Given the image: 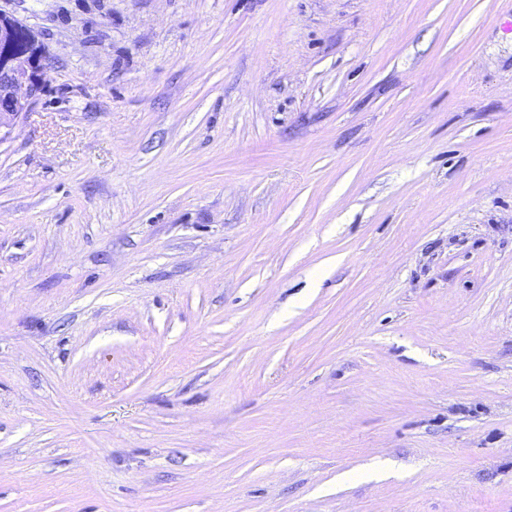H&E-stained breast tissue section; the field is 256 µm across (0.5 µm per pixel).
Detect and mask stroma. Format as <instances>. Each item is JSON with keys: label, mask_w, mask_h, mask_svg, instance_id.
I'll return each instance as SVG.
<instances>
[{"label": "stroma", "mask_w": 512, "mask_h": 512, "mask_svg": "<svg viewBox=\"0 0 512 512\" xmlns=\"http://www.w3.org/2000/svg\"><path fill=\"white\" fill-rule=\"evenodd\" d=\"M0 12V512H512V0ZM45 53L35 34L0 12V141L42 91Z\"/></svg>", "instance_id": "1"}]
</instances>
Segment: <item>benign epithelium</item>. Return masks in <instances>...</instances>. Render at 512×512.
Instances as JSON below:
<instances>
[{
    "mask_svg": "<svg viewBox=\"0 0 512 512\" xmlns=\"http://www.w3.org/2000/svg\"><path fill=\"white\" fill-rule=\"evenodd\" d=\"M45 53L35 34L0 12V141L42 91Z\"/></svg>",
    "mask_w": 512,
    "mask_h": 512,
    "instance_id": "1",
    "label": "benign epithelium"
}]
</instances>
